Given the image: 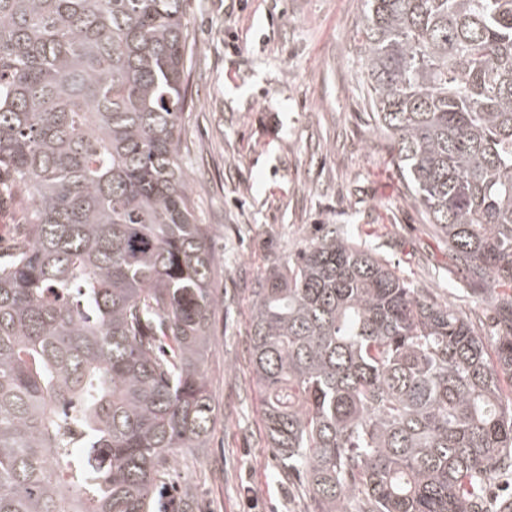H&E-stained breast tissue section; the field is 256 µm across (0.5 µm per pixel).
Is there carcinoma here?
Wrapping results in <instances>:
<instances>
[{
    "label": "carcinoma",
    "instance_id": "obj_1",
    "mask_svg": "<svg viewBox=\"0 0 512 512\" xmlns=\"http://www.w3.org/2000/svg\"><path fill=\"white\" fill-rule=\"evenodd\" d=\"M365 2L373 119L411 198L471 277L512 288V0ZM183 3L0 0V168L30 196L0 262V512H155L175 450L206 447ZM253 294L268 447L314 512H485L512 472V299L490 341L334 224Z\"/></svg>",
    "mask_w": 512,
    "mask_h": 512
}]
</instances>
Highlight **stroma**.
I'll list each match as a JSON object with an SVG mask.
<instances>
[{"label":"stroma","mask_w":512,"mask_h":512,"mask_svg":"<svg viewBox=\"0 0 512 512\" xmlns=\"http://www.w3.org/2000/svg\"><path fill=\"white\" fill-rule=\"evenodd\" d=\"M364 0H187L194 104L180 142L196 214L213 237L219 303L204 376L215 422L203 448H179L171 500L196 512H311L276 461L263 430L249 362L257 281L304 250L321 225L378 248L424 295L483 323L494 337L490 295L465 278L439 227L409 198L390 140L372 121L355 38ZM0 169V254L27 232L26 204L5 192Z\"/></svg>","instance_id":"stroma-1"}]
</instances>
